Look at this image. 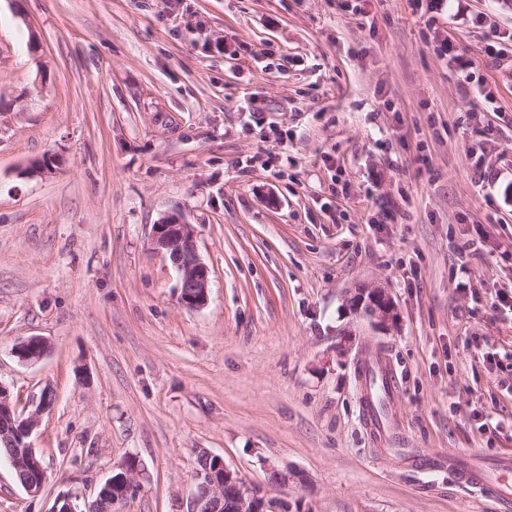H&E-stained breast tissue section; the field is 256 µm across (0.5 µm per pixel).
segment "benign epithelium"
Instances as JSON below:
<instances>
[{
  "mask_svg": "<svg viewBox=\"0 0 512 512\" xmlns=\"http://www.w3.org/2000/svg\"><path fill=\"white\" fill-rule=\"evenodd\" d=\"M151 244L154 249L168 254L180 273V303L191 310L205 306L208 300L210 270L197 252L193 225L187 223L179 214L168 215L152 225ZM349 306L359 318L368 320L381 332L391 330L399 320L396 304L383 288L358 289L349 298ZM47 348V342L43 338L31 336L17 345L16 356L25 362L36 361L44 355ZM43 409L45 399L42 398L38 409L26 417L19 415L10 403L9 391L0 384V420H9L12 427V431L4 433V442L28 449V453L22 458L12 453L7 456L12 468L29 467L40 475L45 473L43 463L37 459L28 443ZM212 460L215 464L211 466L209 462ZM201 462L203 469L195 474V485L187 499L185 512H224L226 503L230 505L231 512H290L287 499L270 497L260 488L246 482L221 456L207 451ZM122 471L118 481L121 486L120 493L111 494L115 481L109 480L105 486L97 489L95 502L110 497L112 505L116 506L138 488L139 470L124 467ZM267 477L270 484L281 488L302 486L306 482L301 472L274 464L268 465Z\"/></svg>",
  "mask_w": 512,
  "mask_h": 512,
  "instance_id": "1",
  "label": "benign epithelium"
}]
</instances>
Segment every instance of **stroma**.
Returning a JSON list of instances; mask_svg holds the SVG:
<instances>
[{
    "label": "stroma",
    "instance_id": "1",
    "mask_svg": "<svg viewBox=\"0 0 512 512\" xmlns=\"http://www.w3.org/2000/svg\"><path fill=\"white\" fill-rule=\"evenodd\" d=\"M361 7L0 0V384L25 415L54 397L43 491L0 457V512L91 500L129 456L118 512H185L201 448L315 512H499L448 456L512 454V0ZM174 212L211 271L198 310L149 243ZM377 287L388 334L347 306ZM379 349L382 450L358 380ZM47 342L39 336H31L16 347V356L25 362L37 361L40 359L46 349ZM375 371L376 386L379 389L380 401L384 403V412H378L377 402L371 396L370 405L367 407V415L373 439L378 445L386 447L391 444L399 431L398 418L390 410V403L395 391V380L386 357L380 358L375 365ZM136 460L132 458H128L125 460V462L122 465H126L129 468L136 466ZM123 474L119 478L120 486H122L121 491L118 495H113V490H111V487L115 485V480L107 481V484L103 487L99 486V488L96 491L95 494V503H99L102 499H106L111 496L112 491V506L115 507L120 502H122L124 499H128V497L134 492L135 489L139 486V475L140 472L138 470V465L135 469L127 470L126 467H122ZM102 488V489H101ZM267 477L271 485L288 488L291 485H304L306 479L304 475L288 466L279 467L274 464H268Z\"/></svg>",
    "mask_w": 512,
    "mask_h": 512
}]
</instances>
